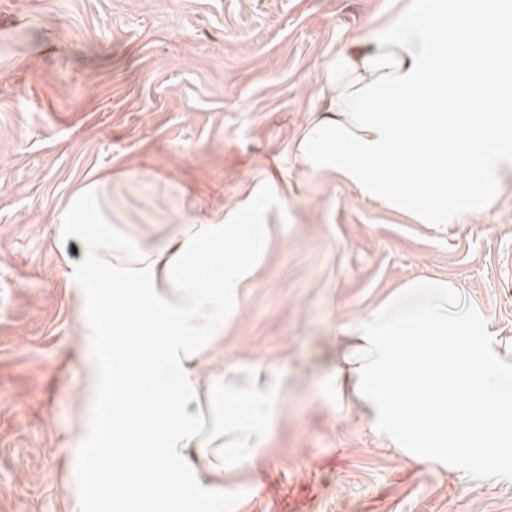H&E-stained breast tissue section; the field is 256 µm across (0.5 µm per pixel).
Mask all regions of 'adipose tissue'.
I'll list each match as a JSON object with an SVG mask.
<instances>
[{
  "label": "adipose tissue",
  "mask_w": 512,
  "mask_h": 512,
  "mask_svg": "<svg viewBox=\"0 0 512 512\" xmlns=\"http://www.w3.org/2000/svg\"><path fill=\"white\" fill-rule=\"evenodd\" d=\"M408 12L325 60L322 115L296 160L419 223L449 224L492 207L512 175V0H413ZM97 203L83 194L57 227L82 248L74 319L100 348L88 382L114 402L109 426L79 425L100 489L74 486L73 512H224L271 455L288 384L256 362L216 366L203 382L196 372L241 313L275 230L240 211L161 234L88 224ZM341 361L337 396L393 447L451 467L462 485L504 476L512 345L461 288L408 281L350 330Z\"/></svg>",
  "instance_id": "adipose-tissue-1"
}]
</instances>
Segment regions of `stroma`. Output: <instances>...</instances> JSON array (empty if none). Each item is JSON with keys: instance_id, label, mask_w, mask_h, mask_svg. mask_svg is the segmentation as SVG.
I'll return each mask as SVG.
<instances>
[{"instance_id": "obj_1", "label": "stroma", "mask_w": 512, "mask_h": 512, "mask_svg": "<svg viewBox=\"0 0 512 512\" xmlns=\"http://www.w3.org/2000/svg\"><path fill=\"white\" fill-rule=\"evenodd\" d=\"M407 0H0V512H70L102 417L97 350L73 320L59 215L101 181L116 224L156 231L246 205L275 225L213 363H262L290 387L242 512H512V477L460 485L387 446L336 400L350 325L407 281L461 287L512 341V180L490 209L419 224L309 172L295 147L328 55Z\"/></svg>"}]
</instances>
